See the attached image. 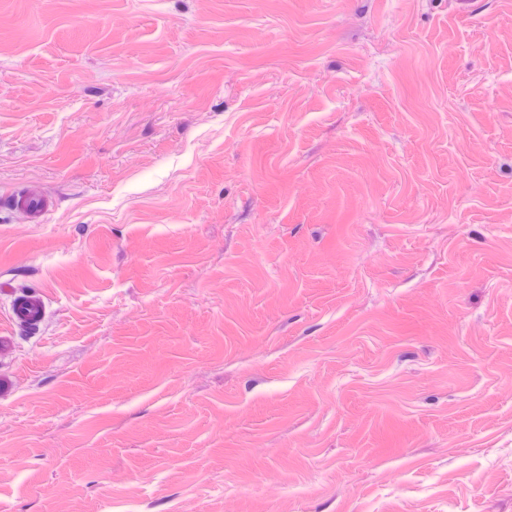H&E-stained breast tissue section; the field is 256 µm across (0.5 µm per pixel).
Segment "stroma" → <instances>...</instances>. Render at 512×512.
Returning a JSON list of instances; mask_svg holds the SVG:
<instances>
[{"mask_svg": "<svg viewBox=\"0 0 512 512\" xmlns=\"http://www.w3.org/2000/svg\"><path fill=\"white\" fill-rule=\"evenodd\" d=\"M0 512H512V0H0Z\"/></svg>", "mask_w": 512, "mask_h": 512, "instance_id": "1", "label": "stroma"}]
</instances>
